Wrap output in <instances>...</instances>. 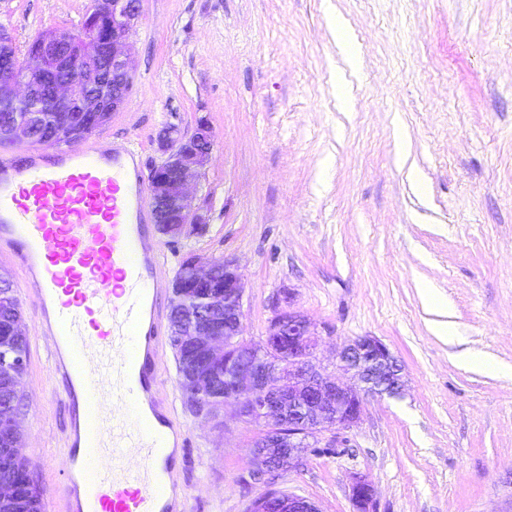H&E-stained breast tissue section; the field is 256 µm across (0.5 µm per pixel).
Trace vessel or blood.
<instances>
[{
	"mask_svg": "<svg viewBox=\"0 0 512 512\" xmlns=\"http://www.w3.org/2000/svg\"><path fill=\"white\" fill-rule=\"evenodd\" d=\"M132 142L23 158L0 150V257L36 306L70 411L51 512H193L190 439L166 400L163 246Z\"/></svg>",
	"mask_w": 512,
	"mask_h": 512,
	"instance_id": "vessel-or-blood-1",
	"label": "vessel or blood"
}]
</instances>
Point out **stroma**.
<instances>
[{"label":"stroma","instance_id":"35a3bbf8","mask_svg":"<svg viewBox=\"0 0 512 512\" xmlns=\"http://www.w3.org/2000/svg\"><path fill=\"white\" fill-rule=\"evenodd\" d=\"M93 0H0L18 51L76 25ZM132 90L101 132L134 140L206 122L198 233L163 238L166 283L190 253L234 259L245 340L278 307L313 325L315 355L379 338L408 379L324 432L296 465L254 478L261 423L230 402L195 415L164 341L160 369L191 449L197 512H250L268 491L318 512H512V0H142ZM23 448L58 476L64 410L22 302ZM373 488L363 476H355L351 483V497L358 512H370Z\"/></svg>","mask_w":512,"mask_h":512}]
</instances>
